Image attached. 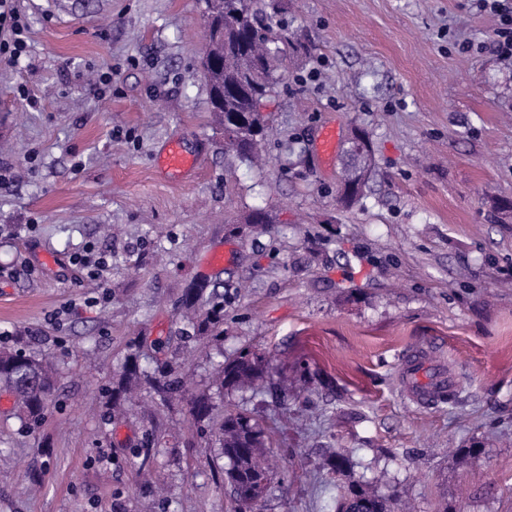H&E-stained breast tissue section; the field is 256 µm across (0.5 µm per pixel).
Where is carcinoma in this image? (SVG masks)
<instances>
[{"instance_id": "obj_1", "label": "carcinoma", "mask_w": 512, "mask_h": 512, "mask_svg": "<svg viewBox=\"0 0 512 512\" xmlns=\"http://www.w3.org/2000/svg\"><path fill=\"white\" fill-rule=\"evenodd\" d=\"M224 15H246L243 23L224 27V67L203 71L209 99L224 95V139L235 143L239 158L246 162L256 156L265 131L266 119L254 117L257 131L236 136L238 122L248 119L252 99L272 92L277 82L278 57L267 41L269 24L256 8L257 0H223ZM372 166L369 142L347 147L339 199L351 204L363 191ZM224 283L201 279L185 290L181 306L194 313L198 333H224ZM55 365L47 358H35L21 350L0 349V389L12 393L18 416L26 423L38 422L55 387ZM263 366L257 353L249 348L220 366L213 384L217 389H240L263 380ZM144 388L158 407H165L182 396L181 380L166 365L154 371L142 368L137 351H132L109 390V406L118 408L130 400L131 394ZM194 421L209 427L210 436L219 445L225 466L224 479H231L242 495L260 493L269 487L273 471L265 459L267 442L277 427L265 426L244 413L217 417V408L205 393L186 397ZM329 470L336 475V512H394L393 498L351 479L350 460L332 454L327 459Z\"/></svg>"}]
</instances>
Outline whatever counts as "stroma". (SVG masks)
Wrapping results in <instances>:
<instances>
[{
  "instance_id": "obj_1",
  "label": "stroma",
  "mask_w": 512,
  "mask_h": 512,
  "mask_svg": "<svg viewBox=\"0 0 512 512\" xmlns=\"http://www.w3.org/2000/svg\"><path fill=\"white\" fill-rule=\"evenodd\" d=\"M280 81L261 165L224 149L200 70L202 0H15L26 55L0 61V347L58 361L42 419L0 390V512H233L224 466L186 403L110 415L132 348L219 412L279 430L260 512H335L324 459L415 512H512V59L477 0H282ZM112 68L99 93L98 70ZM28 97H19L18 86ZM364 131L373 165L350 205L320 168L325 123ZM199 159L160 168L170 142ZM267 221L251 223L255 211ZM94 249L89 277L70 262ZM231 249L230 265L209 264ZM221 275L224 334L188 337L181 296ZM459 376L460 401L413 405L403 356ZM267 356L261 387L220 364ZM156 432L153 496L134 452ZM478 446V457L459 451ZM257 355L249 348L241 350L235 358L220 366L212 384L223 391L224 388L240 389L262 381L265 372Z\"/></svg>"
}]
</instances>
